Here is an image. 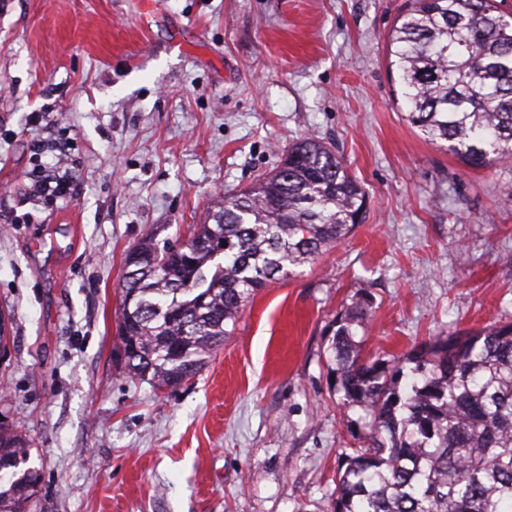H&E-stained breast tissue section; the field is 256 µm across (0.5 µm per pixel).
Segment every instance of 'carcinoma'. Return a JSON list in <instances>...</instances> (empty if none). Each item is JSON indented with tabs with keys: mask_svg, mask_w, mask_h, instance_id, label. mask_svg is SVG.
<instances>
[{
	"mask_svg": "<svg viewBox=\"0 0 512 512\" xmlns=\"http://www.w3.org/2000/svg\"><path fill=\"white\" fill-rule=\"evenodd\" d=\"M388 37L406 120L466 165L512 156V13L504 0H410ZM367 196L315 138L226 195L187 243L151 234L125 258L117 339L132 378L158 390L194 378L274 280L314 264L363 223ZM359 292L329 346L368 446L339 468L333 512H512V322L454 332L394 365L355 340L370 316ZM32 444L0 421V512H30L41 473Z\"/></svg>",
	"mask_w": 512,
	"mask_h": 512,
	"instance_id": "1",
	"label": "carcinoma"
}]
</instances>
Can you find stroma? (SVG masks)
Returning <instances> with one entry per match:
<instances>
[{
    "label": "stroma",
    "mask_w": 512,
    "mask_h": 512,
    "mask_svg": "<svg viewBox=\"0 0 512 512\" xmlns=\"http://www.w3.org/2000/svg\"><path fill=\"white\" fill-rule=\"evenodd\" d=\"M407 0H0L4 418L42 474L34 512H332L364 411L329 345L359 290L366 354L398 360L512 321V159L465 165L405 119L388 36ZM368 213L263 288L175 390L116 348L126 252L182 241L303 137ZM68 197L34 194L43 174Z\"/></svg>",
    "instance_id": "35a3bbf8"
}]
</instances>
